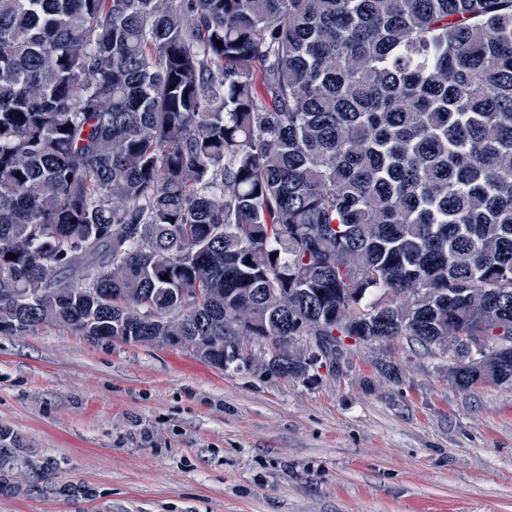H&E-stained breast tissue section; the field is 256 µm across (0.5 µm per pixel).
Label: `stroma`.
Segmentation results:
<instances>
[{
    "mask_svg": "<svg viewBox=\"0 0 512 512\" xmlns=\"http://www.w3.org/2000/svg\"><path fill=\"white\" fill-rule=\"evenodd\" d=\"M447 366L401 337L312 385L161 341L0 335V425L91 493L0 512H512V388Z\"/></svg>",
    "mask_w": 512,
    "mask_h": 512,
    "instance_id": "stroma-1",
    "label": "stroma"
}]
</instances>
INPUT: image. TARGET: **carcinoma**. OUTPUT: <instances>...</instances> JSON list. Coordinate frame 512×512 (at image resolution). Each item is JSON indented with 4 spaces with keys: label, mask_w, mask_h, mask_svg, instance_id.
<instances>
[{
    "label": "carcinoma",
    "mask_w": 512,
    "mask_h": 512,
    "mask_svg": "<svg viewBox=\"0 0 512 512\" xmlns=\"http://www.w3.org/2000/svg\"><path fill=\"white\" fill-rule=\"evenodd\" d=\"M49 326L512 387V0H0V335ZM54 470L0 426L1 495Z\"/></svg>",
    "instance_id": "cac0c4a2"
}]
</instances>
